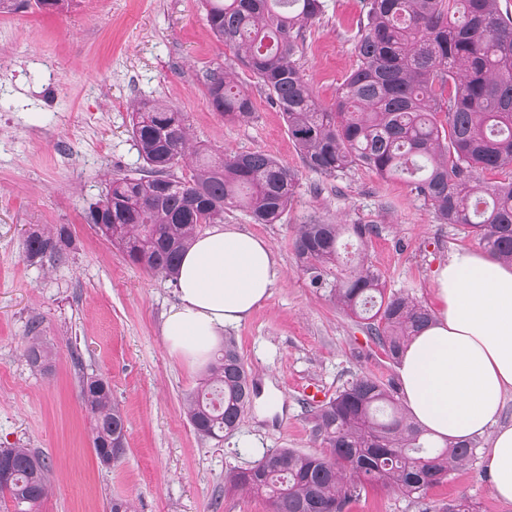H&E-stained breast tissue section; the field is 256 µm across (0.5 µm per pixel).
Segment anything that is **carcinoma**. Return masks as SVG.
Masks as SVG:
<instances>
[{
	"instance_id": "cac0c4a2",
	"label": "carcinoma",
	"mask_w": 512,
	"mask_h": 512,
	"mask_svg": "<svg viewBox=\"0 0 512 512\" xmlns=\"http://www.w3.org/2000/svg\"><path fill=\"white\" fill-rule=\"evenodd\" d=\"M213 35L233 50L276 107L306 167L333 175L356 167L405 181L442 224H455L486 251L512 263V13L496 0H365L357 63L323 105L295 63L304 30L320 18L323 0H203ZM206 91L230 122L254 116L248 90L226 72H212ZM444 119H438V115ZM131 133L148 174L109 182L87 217L128 264L165 278L205 224L224 223L242 208L257 224H276L291 205L298 174L262 152H221L194 143L185 114L156 99L132 106ZM195 159L181 180L173 171ZM507 174L489 181L484 174ZM181 181L196 198L173 187ZM361 244L376 224L299 225L293 249L312 288L325 289L367 338L397 361L411 337L428 327L431 310L386 288L365 252L341 256L344 235ZM67 224L28 232L33 262L68 260ZM29 366L50 370L53 350L40 321L28 327ZM255 394L234 341L214 353L203 385L187 398L189 422L202 439L232 434ZM79 396L92 420L94 451L122 450L127 422L112 388L83 377ZM311 433L322 451L265 449L247 468L225 475L231 489L261 496L270 512H344L368 486L422 496L451 470L474 458L476 444H438L413 423L397 384L356 374L327 400L306 403ZM49 492V464L28 448L0 453V496L15 512H37Z\"/></svg>"
}]
</instances>
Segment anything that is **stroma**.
Wrapping results in <instances>:
<instances>
[{"label": "stroma", "instance_id": "35a3bbf8", "mask_svg": "<svg viewBox=\"0 0 512 512\" xmlns=\"http://www.w3.org/2000/svg\"><path fill=\"white\" fill-rule=\"evenodd\" d=\"M323 2L295 60L328 106L356 64L364 5ZM218 67L251 93L250 122L231 123L212 110L205 79ZM141 98L184 112L196 142L262 151L299 173L280 222L224 213L225 223L268 243L277 274L269 297L224 330L257 394L234 435L219 443L199 438L186 414L205 369L172 355L161 334L176 285L129 265L87 222L110 178L144 171L129 127L130 106ZM312 220L379 225L365 247L369 261L388 289L430 307L435 269L456 250L480 247L460 227L440 223L402 181L361 167L334 176L308 170L281 112L214 37L198 0H65L56 11L32 5L0 13V448L23 446L49 462L51 490L38 512H107L115 498L132 500L136 512H268L263 498L224 484L226 470L249 464L246 449L319 451L306 391L327 398L361 373L397 378V363L298 269L293 239ZM54 224L72 230L68 262H28L27 232ZM35 317L55 352L46 374L31 371L24 356ZM91 374L110 382L128 421L125 453L109 467L96 458L78 397ZM476 443L467 467L420 498L377 486L346 512H437L462 497L481 512H512L482 467L488 437Z\"/></svg>", "mask_w": 512, "mask_h": 512}]
</instances>
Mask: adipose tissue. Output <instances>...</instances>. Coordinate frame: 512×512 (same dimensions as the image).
<instances>
[{"mask_svg":"<svg viewBox=\"0 0 512 512\" xmlns=\"http://www.w3.org/2000/svg\"><path fill=\"white\" fill-rule=\"evenodd\" d=\"M275 277L264 240L221 225L199 234L177 272V301L164 315L170 353L203 365L225 327L268 297ZM434 279L436 316L400 357L404 406L437 440L491 433L485 466L492 491L512 502V424L500 421L512 393V263L462 249Z\"/></svg>","mask_w":512,"mask_h":512,"instance_id":"1","label":"adipose tissue"}]
</instances>
